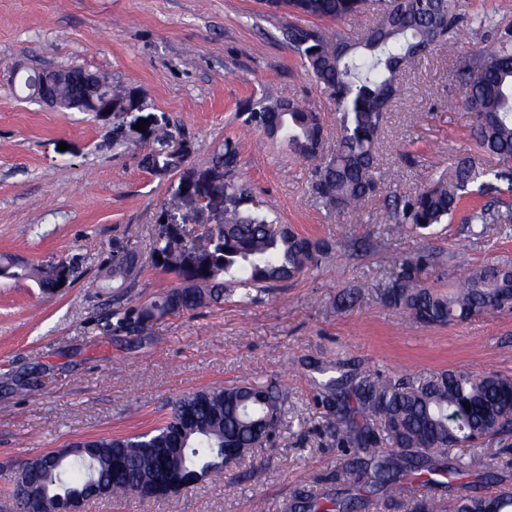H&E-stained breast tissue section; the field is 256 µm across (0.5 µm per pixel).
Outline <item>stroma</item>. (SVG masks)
I'll return each mask as SVG.
<instances>
[{
    "instance_id": "1",
    "label": "stroma",
    "mask_w": 512,
    "mask_h": 512,
    "mask_svg": "<svg viewBox=\"0 0 512 512\" xmlns=\"http://www.w3.org/2000/svg\"><path fill=\"white\" fill-rule=\"evenodd\" d=\"M287 21L259 0H0V255L30 268H74L52 292L31 277L0 276V512H19L10 487L31 458L150 430L178 397L242 380L287 396L275 444L150 512H255L258 501L264 512H288L302 496L349 483L348 458L326 428L329 378L368 369L386 382L448 369L512 377V312L427 326L376 298L392 257L433 253L429 278L444 288L478 265L512 262V235L494 225L473 235L470 199L452 223L399 234L326 210L313 201L311 167L246 123L249 101L294 99L320 112L328 141L336 139L334 104L283 40ZM482 40V32H464L406 72L380 130L384 195L422 188L469 150L472 116L458 103L452 69ZM20 64L109 73L141 105L114 122L49 109L22 90ZM117 123L184 134L193 151L183 172L149 174L140 158L150 139L132 132L113 144ZM228 139L239 146L242 178L281 221L334 240L335 250L255 303L175 312L141 332L118 327L119 311L176 284L152 262L157 220L195 229L221 223L214 211L178 201L177 191L184 173L206 172ZM125 247L139 253L141 273L118 299L98 277ZM351 289L360 303L339 308ZM460 458L466 466L449 474V495L487 492L490 462L500 486L512 488V447L500 439L449 449V462Z\"/></svg>"
}]
</instances>
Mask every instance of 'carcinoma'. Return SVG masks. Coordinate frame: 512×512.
I'll return each instance as SVG.
<instances>
[{
    "instance_id": "obj_1",
    "label": "carcinoma",
    "mask_w": 512,
    "mask_h": 512,
    "mask_svg": "<svg viewBox=\"0 0 512 512\" xmlns=\"http://www.w3.org/2000/svg\"><path fill=\"white\" fill-rule=\"evenodd\" d=\"M270 12L342 21L362 14L371 25L350 36L317 24L288 22L283 39L299 56L307 74L325 91L336 109V144L325 151L321 115L295 101L259 99L248 106L246 123L268 132L291 154L314 165L312 194L316 204L338 213H361L379 197L376 176L378 132L390 102L402 92L399 75L417 67L435 47L473 25L476 17L459 9V0H266ZM487 45L461 55L456 77L462 105L473 115V151L428 185L394 195L376 222L391 230H428L452 221L461 201L481 192L494 171L484 156L512 157V24L499 22L484 30ZM98 83L121 111L129 104L126 91L105 75ZM191 142L169 130L155 134L142 156L143 167L164 178L177 172L191 155ZM236 142L212 154L209 168L224 171L214 188L224 202L222 248L192 263L185 253L154 236L155 265L175 276L176 286L154 302L131 308L119 324L137 332L174 311H194L238 297L251 303L258 294L292 283L318 266L330 244L312 240L289 224L279 223L268 204L256 202L239 171ZM467 224L512 226V202L475 206ZM132 248L112 256L101 275L103 288H133L140 272ZM431 254L420 253L391 262L381 302L426 325L462 323L489 310L512 308L511 266L499 262L473 268L444 292L425 282ZM11 276H33L44 289L55 286L50 273L20 269L0 258V269ZM328 405L336 447L355 455L348 470L349 486L322 502L301 497L289 512H355L367 495L405 494L413 483L437 487V477L464 467H448V449L512 432V378L478 376L450 370L418 384L408 379L385 384L366 373L349 386L331 379ZM352 397L356 410L346 398ZM470 408H465L464 404ZM379 413V432L351 413ZM286 398L271 386L243 382L188 393L172 403L169 414L149 431L91 441L95 454L72 452L65 457L45 454V465L32 475L43 498L55 501L82 492L93 480L110 488V496H134L143 482L170 471L196 478L224 466L228 443L250 451L262 447L260 433L282 430ZM488 498L462 493L452 498L422 494L407 498L408 512H485Z\"/></svg>"
}]
</instances>
